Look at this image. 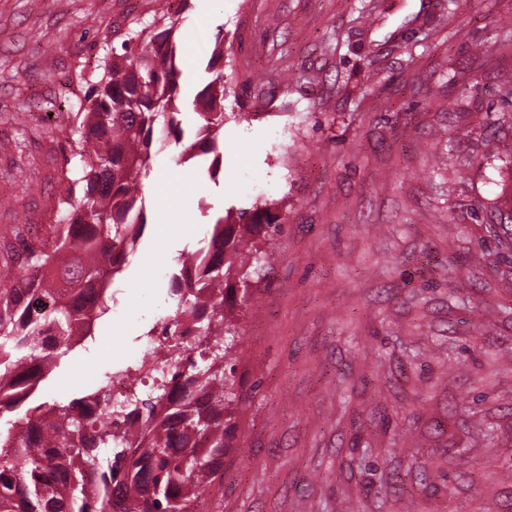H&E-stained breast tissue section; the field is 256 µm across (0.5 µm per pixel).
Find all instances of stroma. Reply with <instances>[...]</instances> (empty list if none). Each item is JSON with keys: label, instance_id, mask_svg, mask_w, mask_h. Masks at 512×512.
<instances>
[{"label": "stroma", "instance_id": "obj_1", "mask_svg": "<svg viewBox=\"0 0 512 512\" xmlns=\"http://www.w3.org/2000/svg\"><path fill=\"white\" fill-rule=\"evenodd\" d=\"M157 11L0 0V240L65 220L88 91ZM175 21L181 99L224 44L221 173L154 156L111 312L0 428L138 363L175 308L158 224L192 252L282 198L233 314L248 397L210 512H512V254L489 228L512 163L481 141L512 111V0H188Z\"/></svg>", "mask_w": 512, "mask_h": 512}]
</instances>
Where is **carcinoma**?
I'll return each mask as SVG.
<instances>
[{"label": "carcinoma", "mask_w": 512, "mask_h": 512, "mask_svg": "<svg viewBox=\"0 0 512 512\" xmlns=\"http://www.w3.org/2000/svg\"><path fill=\"white\" fill-rule=\"evenodd\" d=\"M174 27L141 30L139 43L122 44L94 86L76 144L90 163L83 194L65 224L44 225L33 236L18 224L0 263V412L18 410L31 389L77 345L94 335L112 310V285L147 224L144 180L153 156L171 146L177 160L210 155L209 177L221 171L218 135L224 127V44L212 50L210 80L189 102L178 99L180 58ZM203 120L193 133L183 111ZM499 247L512 252V211L491 225ZM283 232L274 202L218 218L209 245L182 257L170 292L175 312L148 331L189 336L191 354L162 361L161 382L142 398L136 388L122 410L136 422L116 439L81 406L112 410L107 388L116 378L138 382L145 364L105 374L103 384L67 403H44L36 419L19 417L0 432V512H207L212 487L224 478L236 424L234 368L224 359L236 345L229 312L249 299L259 266L251 236ZM28 271L15 277L12 267ZM208 357L204 369L197 358ZM96 472L90 484L86 473Z\"/></svg>", "instance_id": "1"}]
</instances>
